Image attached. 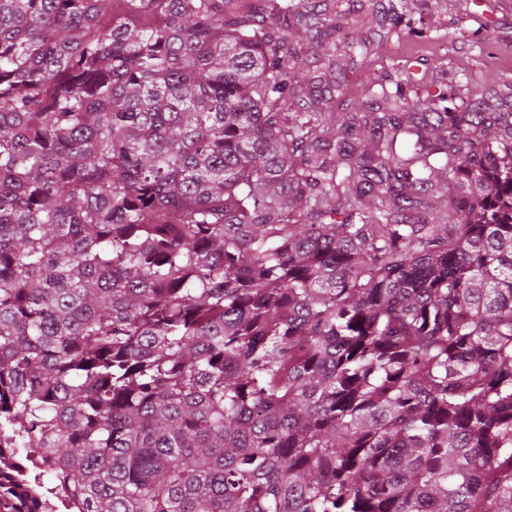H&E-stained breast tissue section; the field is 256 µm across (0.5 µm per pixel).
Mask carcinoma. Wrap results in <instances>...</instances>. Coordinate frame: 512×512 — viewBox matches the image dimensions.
<instances>
[{
  "label": "carcinoma",
  "mask_w": 512,
  "mask_h": 512,
  "mask_svg": "<svg viewBox=\"0 0 512 512\" xmlns=\"http://www.w3.org/2000/svg\"><path fill=\"white\" fill-rule=\"evenodd\" d=\"M113 2L0 0V437L85 512H512V124L333 111L353 7ZM292 46L296 48L301 64L299 67L288 69L289 82L294 83L298 80L302 82L305 80L307 71L312 69L313 64H311V62H313V59L311 52L312 49H310L311 45L306 40L304 30L301 27H299L298 31L294 32Z\"/></svg>",
  "instance_id": "cac0c4a2"
}]
</instances>
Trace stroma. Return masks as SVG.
Returning a JSON list of instances; mask_svg holds the SVG:
<instances>
[{
  "instance_id": "35a3bbf8",
  "label": "stroma",
  "mask_w": 512,
  "mask_h": 512,
  "mask_svg": "<svg viewBox=\"0 0 512 512\" xmlns=\"http://www.w3.org/2000/svg\"><path fill=\"white\" fill-rule=\"evenodd\" d=\"M389 41L375 45L363 62L346 72L342 109L358 112L363 88L373 77L403 70L441 83L444 99L411 103L414 112L466 111L467 84L487 90V111L512 113V0H414ZM464 32L454 45L447 32Z\"/></svg>"
}]
</instances>
